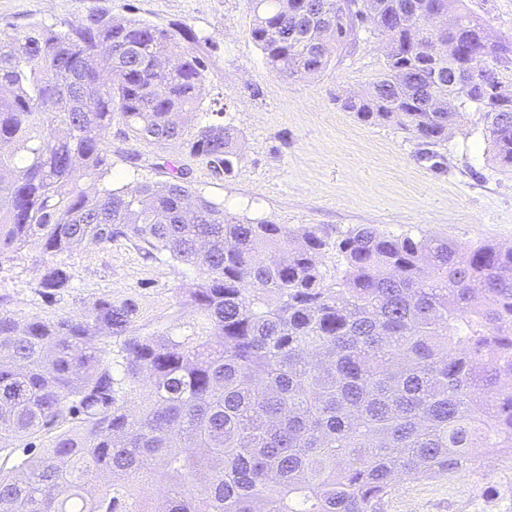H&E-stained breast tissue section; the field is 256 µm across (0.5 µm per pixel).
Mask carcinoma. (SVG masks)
<instances>
[{
	"label": "carcinoma",
	"mask_w": 512,
	"mask_h": 512,
	"mask_svg": "<svg viewBox=\"0 0 512 512\" xmlns=\"http://www.w3.org/2000/svg\"><path fill=\"white\" fill-rule=\"evenodd\" d=\"M270 71L313 79L390 18L383 71L341 109L433 143L482 114L512 167V94L476 86L453 112L426 104L460 58L512 47L463 0H246ZM197 37L92 14L0 37V265L41 249L39 294L70 295L55 256L117 240L199 278L161 315L134 293L21 317L0 308V512H383L406 481L512 473V246L393 235L362 224L329 242L240 219L183 171L114 188L112 116L159 149L184 138L204 66ZM231 125L197 126L212 175L241 159ZM336 251L334 271L321 258Z\"/></svg>",
	"instance_id": "1"
}]
</instances>
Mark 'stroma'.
Listing matches in <instances>:
<instances>
[{"mask_svg": "<svg viewBox=\"0 0 512 512\" xmlns=\"http://www.w3.org/2000/svg\"><path fill=\"white\" fill-rule=\"evenodd\" d=\"M487 34L512 43V0H465ZM105 11L177 30L188 26L205 65L202 109L224 105L223 120L243 135L242 158L233 172L215 178L191 155L187 141L165 149L126 138L113 118V186L162 180L165 162L180 166L196 194L227 212L296 228L318 224L336 237L361 224L395 235L489 240L512 245V169L492 161L479 112H465L452 137L425 143L400 129L370 125L343 111L337 96L364 92L384 68L381 37L361 33L317 78L274 75L253 42L245 0H0V33L32 23L61 25ZM31 246L0 266V296L25 316L81 308L95 297L135 291L144 310L175 303L198 274L168 260H144L117 241L65 256L74 288L49 306L36 291ZM486 493L474 481L419 480L402 484L384 512H512V477L490 470Z\"/></svg>", "mask_w": 512, "mask_h": 512, "instance_id": "obj_1", "label": "stroma"}]
</instances>
